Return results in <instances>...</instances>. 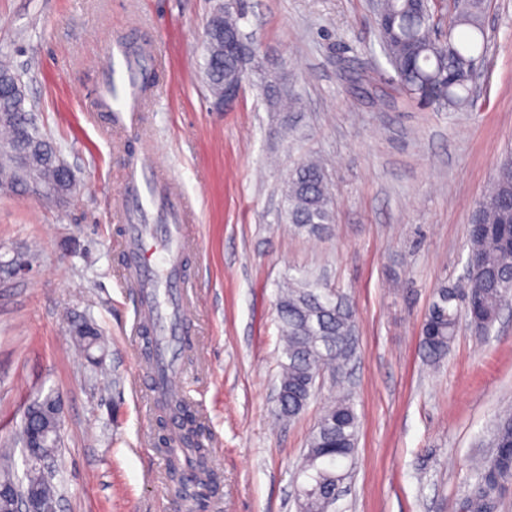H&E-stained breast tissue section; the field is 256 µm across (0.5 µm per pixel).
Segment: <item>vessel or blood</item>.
Wrapping results in <instances>:
<instances>
[{
    "label": "vessel or blood",
    "instance_id": "1",
    "mask_svg": "<svg viewBox=\"0 0 512 512\" xmlns=\"http://www.w3.org/2000/svg\"><path fill=\"white\" fill-rule=\"evenodd\" d=\"M108 82L110 106L114 112H133L146 89L137 80L122 44L109 48L101 60ZM168 177L151 169L143 160L133 159L124 180L120 199V218L125 225L124 279L141 300V309L152 324L154 335L163 340L158 364L152 373L155 396L178 392V338L185 325L183 310L187 302L181 266L182 252L190 238L186 224L190 217L187 202L166 187ZM164 199L169 224L164 240H156L143 219Z\"/></svg>",
    "mask_w": 512,
    "mask_h": 512
}]
</instances>
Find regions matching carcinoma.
I'll return each mask as SVG.
<instances>
[{
    "label": "carcinoma",
    "mask_w": 512,
    "mask_h": 512,
    "mask_svg": "<svg viewBox=\"0 0 512 512\" xmlns=\"http://www.w3.org/2000/svg\"><path fill=\"white\" fill-rule=\"evenodd\" d=\"M219 30L205 47L204 79L216 102H224V82L234 74L238 61L224 54V33L241 31L244 14L234 4L220 0ZM387 15L379 29L387 62L396 75L395 90L407 98L430 94L436 87L460 110L470 108L469 68L487 50L484 25L486 0H453L449 40L439 41L431 30L432 6L418 0H385ZM21 75L0 63V189L33 194L60 201L70 193L64 170L52 160L57 146L34 118V109L17 104L16 86ZM271 107L283 113L281 130L291 128L290 115L297 111L299 93L288 78L265 85ZM283 221L299 232L320 234L333 223V189L325 163L304 158L289 172L285 185ZM472 223L483 226L469 236V253L482 257L473 271L467 314L474 333L485 336L497 321L504 300L512 294V155L499 165L489 193L479 202ZM462 289L436 288L422 324L420 348L425 359L438 365L448 355L459 316L457 295ZM283 338L277 416L296 418L316 391V379L327 374L340 377L352 356L356 326L347 295L334 292L308 278H288L276 300ZM163 405L184 423V431L166 441L169 467L188 471L196 490L178 499L185 512L206 506L214 473L208 466L201 426L184 399L172 396ZM28 427L45 430L55 421L27 406ZM359 418L353 397L342 394L330 405L308 442L298 470V512H330L336 487L350 477L358 440ZM494 451L469 469L470 489L462 512H498L505 492L512 487V414L499 418L493 432ZM57 446L35 449L22 492L34 487L47 502L56 489L39 470V460L55 455Z\"/></svg>",
    "instance_id": "obj_1"
}]
</instances>
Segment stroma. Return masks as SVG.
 I'll return each mask as SVG.
<instances>
[{"label": "stroma", "instance_id": "35a3bbf8", "mask_svg": "<svg viewBox=\"0 0 512 512\" xmlns=\"http://www.w3.org/2000/svg\"><path fill=\"white\" fill-rule=\"evenodd\" d=\"M214 5L0 0V53L76 183L62 204L0 192V456L24 481L23 411L51 393L62 403L57 512H174L179 476L162 451L172 427L158 423L119 256L124 163L137 150L194 209L181 379L219 480L206 512H297L302 455L343 390L359 433L335 512H460L469 460L490 455L495 421L512 409V302L484 338L461 316L439 367L419 341L436 288L462 282L472 213L512 152V0L487 2L468 111L398 97L369 0H240L256 64L287 72L300 95L287 133L256 80L214 106L202 43ZM116 40L156 62L137 143L98 98L99 61ZM377 64L384 76L369 81ZM308 155L328 160L334 189L335 221L315 236L281 220L288 173ZM22 258L30 269L18 277ZM303 272L349 295L356 356L343 387L320 379L288 422L274 413L275 302ZM84 319L101 333L88 351L72 333Z\"/></svg>", "mask_w": 512, "mask_h": 512}]
</instances>
